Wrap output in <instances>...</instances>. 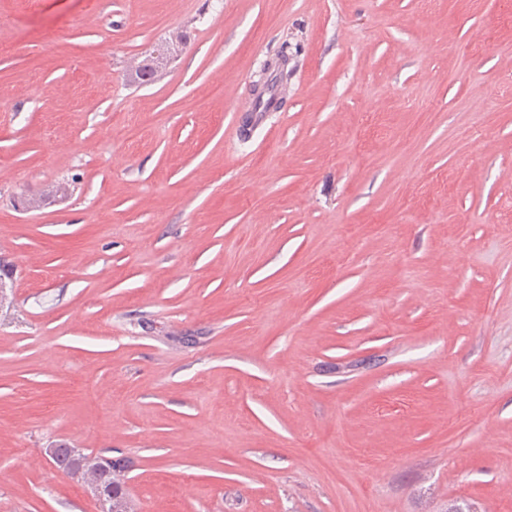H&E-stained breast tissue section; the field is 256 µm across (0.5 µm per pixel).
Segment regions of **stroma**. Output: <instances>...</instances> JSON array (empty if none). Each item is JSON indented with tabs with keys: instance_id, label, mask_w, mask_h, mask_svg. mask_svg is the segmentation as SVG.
<instances>
[{
	"instance_id": "stroma-1",
	"label": "stroma",
	"mask_w": 512,
	"mask_h": 512,
	"mask_svg": "<svg viewBox=\"0 0 512 512\" xmlns=\"http://www.w3.org/2000/svg\"><path fill=\"white\" fill-rule=\"evenodd\" d=\"M0 264V512H512V0H0ZM98 457H91L87 454H78L77 459H69L64 453V458L61 461L66 466L76 465L80 472L81 477L89 483H100L103 486H108L112 491V495L107 493L103 487H95L92 489L97 499L102 504L104 511L113 512H133L134 508L128 493L124 488V483L121 479V472L126 468L125 461L123 464L113 466L112 473L106 474L98 468ZM69 475L72 477L80 478V472L72 469L69 470ZM114 496L115 499H112Z\"/></svg>"
}]
</instances>
